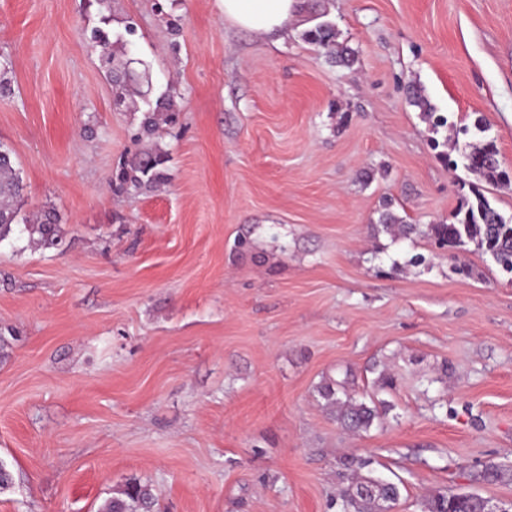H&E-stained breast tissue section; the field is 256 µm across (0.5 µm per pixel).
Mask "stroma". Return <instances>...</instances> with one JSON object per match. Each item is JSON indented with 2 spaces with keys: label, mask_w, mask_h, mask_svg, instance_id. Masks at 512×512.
I'll use <instances>...</instances> for the list:
<instances>
[{
  "label": "stroma",
  "mask_w": 512,
  "mask_h": 512,
  "mask_svg": "<svg viewBox=\"0 0 512 512\" xmlns=\"http://www.w3.org/2000/svg\"><path fill=\"white\" fill-rule=\"evenodd\" d=\"M268 36L221 0H0V145L21 215L54 211L60 247L0 242V512H99L137 481L158 512H341L338 461L398 483L512 503V275L436 249L465 168L409 100L483 117L512 168V0H300ZM334 23V63L302 33ZM148 98L181 112L150 143L169 180L116 194L142 113L116 105L83 31L121 30ZM391 208L414 225L385 231ZM394 379L382 387L381 372ZM383 402L343 430L316 388Z\"/></svg>",
  "instance_id": "stroma-1"
}]
</instances>
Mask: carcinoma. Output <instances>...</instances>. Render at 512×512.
<instances>
[{
    "mask_svg": "<svg viewBox=\"0 0 512 512\" xmlns=\"http://www.w3.org/2000/svg\"><path fill=\"white\" fill-rule=\"evenodd\" d=\"M135 34V28L127 25L124 30L110 32L95 29L89 41L100 47L102 61L113 84V95L125 105L135 104V97L140 95L136 74L128 68L112 69L116 54L112 47H124L130 43L129 37ZM307 42L326 51L328 56L343 63L353 61V53L341 48L336 43V30L329 21H319L305 32ZM175 88L169 86L156 100L149 104L142 121L146 134L153 133L162 124H174L178 121ZM410 103L423 112L424 119L433 132L449 128L454 139L459 135H468L469 126L448 123V117L434 111L429 101L414 89L410 92ZM470 152L462 155L463 166L478 176V182L469 184V193L461 194L448 224H436L433 227L434 238L440 247L451 251V258L456 262L455 271L469 276L472 269L462 263L459 254L467 251L469 245L492 257L495 263L507 273L512 274V220L506 219L485 195L482 184L504 186L512 183V173L503 167L499 159V150L492 139H483L468 143ZM166 155L158 148H150L133 155L118 168L112 178V189L116 193L130 190H147L167 180L165 173ZM23 189L21 178L14 166L11 151L0 154V242L13 232V226L19 224L18 211L14 202ZM58 216L48 211L42 216L25 222L23 231L29 241L44 247L54 248L60 243ZM326 408L343 428L352 432H363L380 417L376 406L353 395L334 388L326 383L317 387ZM359 461L346 457L341 465L350 471L346 483L339 489L342 512H383L387 507H395L400 491L397 484L387 482L382 487V497L373 498L362 490L376 482V479L360 474L354 469ZM156 494L148 484L133 483L106 500L101 512H154ZM428 512H482L479 497L472 494L448 495L443 492L433 494L426 503Z\"/></svg>",
    "mask_w": 512,
    "mask_h": 512,
    "instance_id": "cac0c4a2",
    "label": "carcinoma"
}]
</instances>
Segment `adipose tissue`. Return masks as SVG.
Here are the masks:
<instances>
[{
    "label": "adipose tissue",
    "mask_w": 512,
    "mask_h": 512,
    "mask_svg": "<svg viewBox=\"0 0 512 512\" xmlns=\"http://www.w3.org/2000/svg\"><path fill=\"white\" fill-rule=\"evenodd\" d=\"M224 17L254 32L279 34L294 22L298 0H222Z\"/></svg>",
    "instance_id": "1"
}]
</instances>
